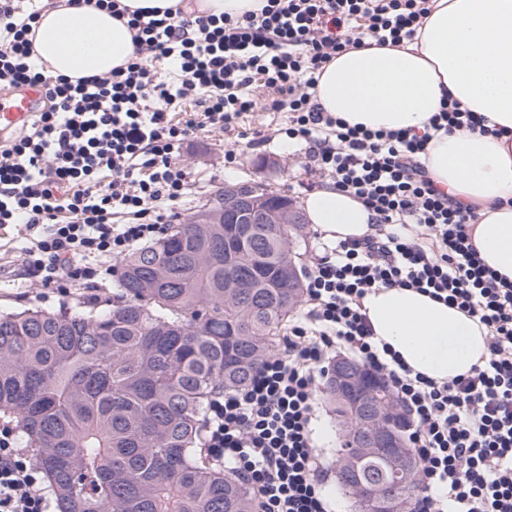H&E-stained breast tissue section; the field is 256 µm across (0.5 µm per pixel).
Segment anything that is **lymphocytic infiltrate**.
Wrapping results in <instances>:
<instances>
[{"label": "lymphocytic infiltrate", "instance_id": "1", "mask_svg": "<svg viewBox=\"0 0 512 512\" xmlns=\"http://www.w3.org/2000/svg\"><path fill=\"white\" fill-rule=\"evenodd\" d=\"M110 10L137 56L77 81L34 56L37 4L0 0V87L40 88L43 104L0 146V227L21 224L25 275L44 287L98 288L116 260L179 217L190 174L179 162L197 130H220L256 106L284 112L288 139L311 147L314 170L372 213L373 231L314 250L306 303L283 350L250 383L211 401L200 445L254 491L259 512H329L312 423L326 363L351 349L408 411L421 461L417 512H512V281L472 243L475 209L438 188L421 162L432 131L484 130L479 113L443 105L428 132L368 130L324 112L317 76L355 38L413 40L431 0H266L240 17H158L119 0ZM270 91L257 103L252 85ZM196 111L183 113L187 102ZM380 287L412 288L478 319L482 364L448 383L378 345L362 312ZM0 512H50L14 425H0Z\"/></svg>", "mask_w": 512, "mask_h": 512}]
</instances>
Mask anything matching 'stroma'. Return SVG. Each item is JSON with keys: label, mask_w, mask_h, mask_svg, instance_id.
I'll return each mask as SVG.
<instances>
[{"label": "stroma", "mask_w": 512, "mask_h": 512, "mask_svg": "<svg viewBox=\"0 0 512 512\" xmlns=\"http://www.w3.org/2000/svg\"><path fill=\"white\" fill-rule=\"evenodd\" d=\"M285 120V113L273 114L259 109L227 130L196 131L186 142L180 157L191 173L190 190L181 208V222H188L228 181L243 182L264 176L271 190L287 195L299 209L303 208L307 196L305 184L314 183L319 189L331 186L330 178L311 174L306 143L291 142L286 136L277 135V128L283 127ZM257 130L269 134L270 139L264 146L255 148L250 141ZM230 151L236 154L231 164L225 161ZM23 234V228L18 226L0 228V312L24 308L65 310L88 305L85 288L75 286L61 292L21 279L15 254ZM313 433L319 461L326 473L323 490L331 512H354L352 499L336 483L334 460L341 437L326 400H319L317 404Z\"/></svg>", "instance_id": "1"}]
</instances>
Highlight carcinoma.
<instances>
[{"label": "carcinoma", "instance_id": "obj_1", "mask_svg": "<svg viewBox=\"0 0 512 512\" xmlns=\"http://www.w3.org/2000/svg\"><path fill=\"white\" fill-rule=\"evenodd\" d=\"M224 252V220L170 225L121 261L103 311L0 314V418L17 422L58 512H257L199 448L210 400L246 387L303 293L288 274L301 224H254ZM351 452L364 416L325 387ZM365 485L394 481L364 462Z\"/></svg>", "mask_w": 512, "mask_h": 512}]
</instances>
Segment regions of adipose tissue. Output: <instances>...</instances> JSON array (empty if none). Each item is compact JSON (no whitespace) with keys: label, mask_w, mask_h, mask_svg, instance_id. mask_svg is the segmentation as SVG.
<instances>
[{"label":"adipose tissue","mask_w":512,"mask_h":512,"mask_svg":"<svg viewBox=\"0 0 512 512\" xmlns=\"http://www.w3.org/2000/svg\"><path fill=\"white\" fill-rule=\"evenodd\" d=\"M264 0H121L129 11L239 16ZM34 50L53 74L75 80L126 65L135 45L109 10L56 0L43 11ZM315 97L334 117L371 130H424L455 101L484 115L502 136L466 129L438 133L422 162L449 194L476 207L473 243L481 258L512 280V0H433L414 40L397 46L361 38L321 72ZM310 223L338 241L370 231L372 214L353 195L329 187L304 202ZM363 312L377 343L413 372L445 383L487 355V331L457 308L411 288L380 287Z\"/></svg>","instance_id":"ef3b65f1"}]
</instances>
